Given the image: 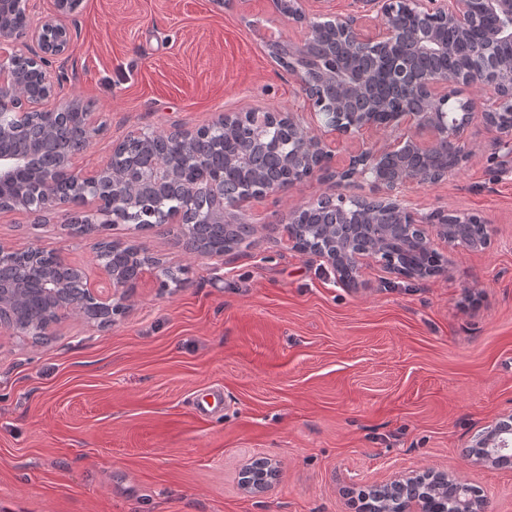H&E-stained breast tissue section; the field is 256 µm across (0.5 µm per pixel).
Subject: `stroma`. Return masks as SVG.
Wrapping results in <instances>:
<instances>
[{
	"mask_svg": "<svg viewBox=\"0 0 512 512\" xmlns=\"http://www.w3.org/2000/svg\"><path fill=\"white\" fill-rule=\"evenodd\" d=\"M62 99L94 112L100 132L79 157L94 168L139 131L208 126L225 112H293L313 125L300 79L265 39L291 46L303 27L268 0H79ZM473 156L402 202L417 216L475 214L489 247L451 251L447 273L397 278L367 262L343 285L295 250L285 224L327 194H369L314 175L242 203L254 232L232 253H187L169 225L120 224L112 239L177 272L143 278L112 326L69 317L48 344L0 332V512H356L345 488L432 467L512 512V469L462 456L512 414V157L474 121ZM66 211L0 210V243L57 251L88 275L96 236ZM224 408L198 418L213 387ZM281 475L264 492L239 484L254 457Z\"/></svg>",
	"mask_w": 512,
	"mask_h": 512,
	"instance_id": "obj_1",
	"label": "stroma"
}]
</instances>
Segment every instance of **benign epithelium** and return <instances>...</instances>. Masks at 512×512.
<instances>
[{
  "label": "benign epithelium",
  "instance_id": "obj_1",
  "mask_svg": "<svg viewBox=\"0 0 512 512\" xmlns=\"http://www.w3.org/2000/svg\"><path fill=\"white\" fill-rule=\"evenodd\" d=\"M401 1L433 22L425 35L412 42L410 50L416 53L448 52V43L442 40L439 26L445 23L466 35L483 10L500 18L490 42L512 44V0H368L376 9L374 24L368 26L355 15H338L334 21L336 32L353 49L388 51L404 39L397 14ZM76 3L77 0H55V13L27 29L26 37L34 50L26 57L23 70L15 68L16 55L1 50V46L16 39V31L8 13L0 10L1 117L7 114L21 121L45 120L43 104L57 99L63 82L62 75L50 68V60L68 54L73 45L71 31L59 23L58 17L71 12ZM271 7L282 19L304 23L311 32L319 25L306 15L302 0H271ZM480 59L469 73L460 71L448 75L433 71L407 83L398 89L400 105L394 112L387 101L375 95L368 72L342 63L323 69L319 71V86L303 83L312 108L322 117L324 131L321 133L305 128L291 112H226L218 115L216 123L227 130L248 128L253 142L263 138L272 121L288 126L296 144L294 153L287 157L288 166L295 173L294 186L322 170L338 183L366 181L372 186L370 198L354 200L344 194L324 197L319 204L330 210L344 213L356 204L368 215L385 209L402 212L399 191L403 186L417 181L435 183L469 160L473 150L465 132L476 117H481L499 134V146L512 155V122L503 124L498 119L499 113L512 112V61L503 64L484 54ZM479 87L489 88L482 102V112H475L477 102L473 97L467 98L460 110L448 111L451 99L465 90ZM77 109L84 119V141L60 157L56 164L37 170L36 176L41 185L48 187L57 170L62 168L80 190L81 197L72 201L48 190L37 199L3 195L0 210L22 209L41 215L72 205L74 209L66 227L71 230L78 224L102 236L103 230L117 223L118 206L136 207L137 196L129 177L117 173L112 165L86 170L75 163L97 132L95 113L73 100L60 102L52 110L54 116L62 117ZM197 138L195 130L176 131L166 134L164 142L171 152L183 153ZM448 144L456 148V167L436 171L409 165L411 158L429 160ZM26 161L25 155L0 152V187L11 184ZM244 201L246 196L233 187L212 184L202 190H191L185 196L183 207L164 216L163 222L178 225L187 251L223 255L232 251L236 244L226 242L220 250L205 247L197 239L194 224L232 225L233 211ZM448 218L450 215L438 211L425 221L413 220L416 234L412 242L417 249L437 257L433 267L404 265L396 255L367 248L351 237L343 246L333 243L317 253L347 286L355 283L362 266L369 260L380 263L390 274L408 279L445 273L447 262L434 248V240L450 249L476 251L485 248L493 234L492 225L486 223L483 240H465L449 228ZM17 253L18 249L0 244V329L25 336L27 332L20 321L18 304L24 292L26 273L19 268H4V260ZM47 256L51 265L44 270V292L53 297L55 303L35 321L36 335L42 341L54 339L53 327L65 317L77 315L110 326L123 313V302L135 284L129 283L112 264L100 259L99 277L93 280L81 268L66 263L60 254L49 252ZM466 457L476 466L511 464L512 417L499 418L489 425L468 446ZM278 476L275 463L264 457L256 458L241 470L240 484L249 492L261 493ZM369 491L380 504V512H425V504L430 499L437 501V512H486L483 492L445 470H411L385 483L374 484Z\"/></svg>",
  "mask_w": 512,
  "mask_h": 512
}]
</instances>
